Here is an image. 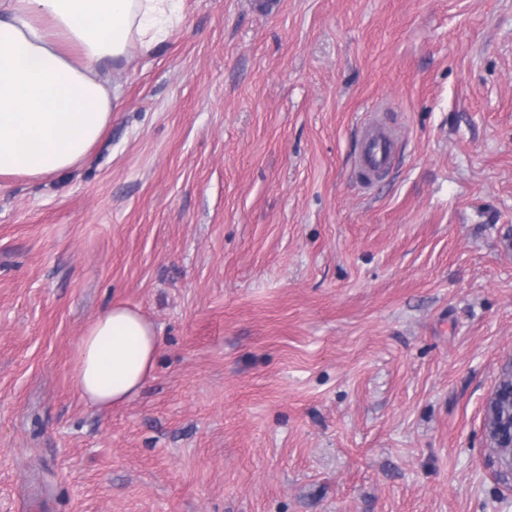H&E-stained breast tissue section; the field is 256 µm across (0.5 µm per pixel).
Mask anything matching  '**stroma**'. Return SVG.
<instances>
[{
  "label": "stroma",
  "mask_w": 512,
  "mask_h": 512,
  "mask_svg": "<svg viewBox=\"0 0 512 512\" xmlns=\"http://www.w3.org/2000/svg\"><path fill=\"white\" fill-rule=\"evenodd\" d=\"M183 15L80 167L0 186V512H512V0ZM112 305L161 345L99 409ZM390 139L381 132H371L362 141V170H385L392 162ZM159 336L138 311L114 305L88 325L78 345L75 379L82 399L98 408L137 395L155 364ZM497 389L488 398L485 405L484 427L490 441V447L497 454L499 463L503 470L512 473V410L505 415L496 429L490 428V412L494 401H507L512 405V368H509V375L498 383Z\"/></svg>",
  "instance_id": "obj_1"
}]
</instances>
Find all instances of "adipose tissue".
I'll use <instances>...</instances> for the list:
<instances>
[{"mask_svg": "<svg viewBox=\"0 0 512 512\" xmlns=\"http://www.w3.org/2000/svg\"><path fill=\"white\" fill-rule=\"evenodd\" d=\"M183 2L0 0V180L40 181L84 162L122 92L114 68L162 47ZM158 347L138 311H101L78 345L82 399L105 408L137 395Z\"/></svg>", "mask_w": 512, "mask_h": 512, "instance_id": "ef3b65f1", "label": "adipose tissue"}]
</instances>
